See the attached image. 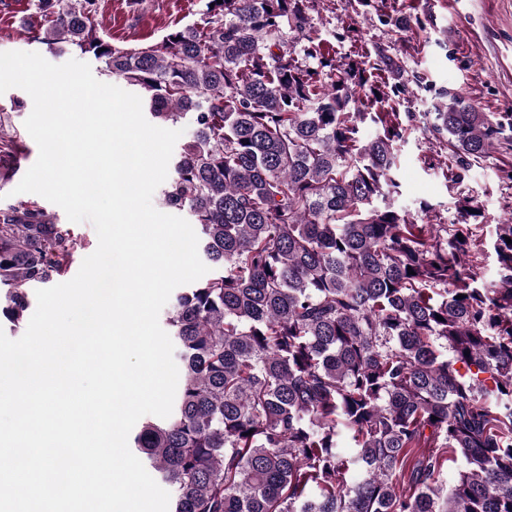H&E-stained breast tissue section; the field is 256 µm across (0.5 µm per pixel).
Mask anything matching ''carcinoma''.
I'll return each mask as SVG.
<instances>
[{"mask_svg":"<svg viewBox=\"0 0 512 512\" xmlns=\"http://www.w3.org/2000/svg\"><path fill=\"white\" fill-rule=\"evenodd\" d=\"M313 2L209 0L200 21L126 49L93 31L99 0H36L29 39L93 55L151 120L195 129L161 204L189 213L212 274L175 297L182 384L131 447L172 512H512V214L487 283L474 198L451 224L395 204L417 116L359 94L400 97L404 68L336 64L312 37ZM6 121L9 172L22 144ZM507 130L511 112L447 93L422 127L454 186ZM82 249L34 204L0 211V319L22 327L29 289Z\"/></svg>","mask_w":512,"mask_h":512,"instance_id":"carcinoma-1","label":"carcinoma"}]
</instances>
